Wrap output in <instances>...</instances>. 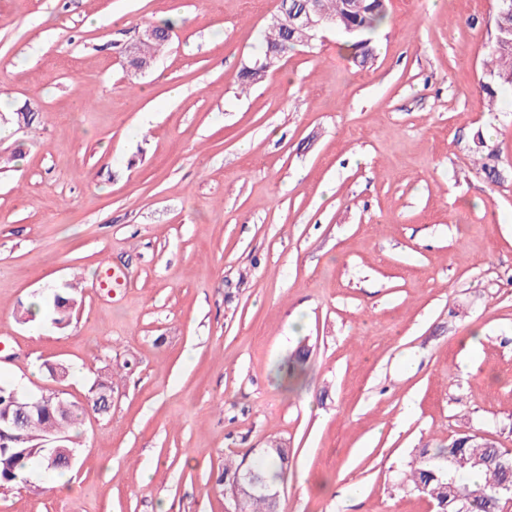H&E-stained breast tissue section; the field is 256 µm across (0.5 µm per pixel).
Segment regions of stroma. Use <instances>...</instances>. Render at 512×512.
<instances>
[{
  "label": "stroma",
  "mask_w": 512,
  "mask_h": 512,
  "mask_svg": "<svg viewBox=\"0 0 512 512\" xmlns=\"http://www.w3.org/2000/svg\"><path fill=\"white\" fill-rule=\"evenodd\" d=\"M277 3L0 0V381L77 404L114 387L67 493L0 488V512H225V459L273 439L283 512H434L396 485L415 449L477 431L512 451L493 0H386L368 56L328 31L242 91ZM159 16L169 40L134 72ZM56 289L78 305L38 329Z\"/></svg>",
  "instance_id": "1"
}]
</instances>
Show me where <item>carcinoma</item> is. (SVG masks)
<instances>
[{
  "mask_svg": "<svg viewBox=\"0 0 512 512\" xmlns=\"http://www.w3.org/2000/svg\"><path fill=\"white\" fill-rule=\"evenodd\" d=\"M281 6L293 15L305 14L317 9L325 17L335 21V27L346 38V46L368 52L367 36L375 33L387 22L385 0H281ZM495 37L491 51L492 83L483 86L489 102H494L498 90L512 86V0L496 3ZM172 24L156 25V37L144 43L141 56L152 60L168 40ZM296 47L288 27L272 23L264 38L260 58L266 54L282 55ZM266 78V72L251 65L239 74L242 89L258 85ZM75 299L69 293H55L52 298L42 301L44 317L56 327L66 325ZM112 382L101 379L92 385L87 400V408L96 412L99 409L100 395L112 392ZM8 408L16 426L11 428L13 442L6 449L0 448V487H9L21 475L41 470L50 455H55L60 463L51 472L63 473L70 469L66 456L77 452L69 434L60 447L50 448L47 438L49 429L55 425L73 427L84 408L69 405L64 408L58 398L47 395L40 409L31 407L28 391L11 383L0 382V410ZM288 471V449L281 445L259 450L254 462L224 461L222 481L230 495L241 499L242 512H274V501L262 492L253 490L244 480L246 474L259 483L280 485L285 482ZM479 472L481 482L470 481L471 474ZM402 485L418 492L434 504L435 512H502V488L512 486V455L498 446H491L477 440L471 433H463L447 445L439 448H420L410 462V469ZM481 487L482 497L473 496V491Z\"/></svg>",
  "mask_w": 512,
  "mask_h": 512,
  "instance_id": "carcinoma-1",
  "label": "carcinoma"
}]
</instances>
